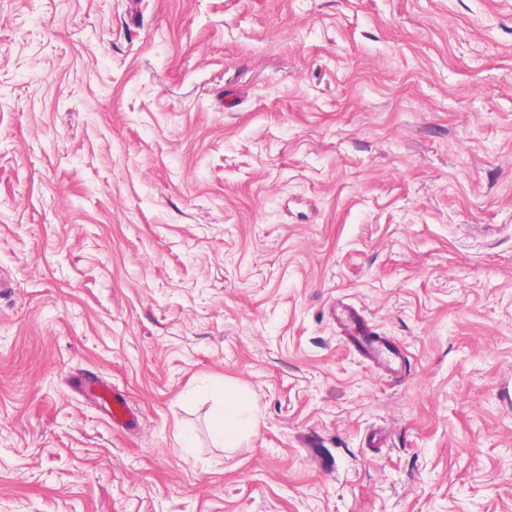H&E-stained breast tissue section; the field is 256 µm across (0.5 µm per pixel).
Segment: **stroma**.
Wrapping results in <instances>:
<instances>
[{
	"instance_id": "35a3bbf8",
	"label": "stroma",
	"mask_w": 512,
	"mask_h": 512,
	"mask_svg": "<svg viewBox=\"0 0 512 512\" xmlns=\"http://www.w3.org/2000/svg\"><path fill=\"white\" fill-rule=\"evenodd\" d=\"M0 276V512H512V0H0ZM345 318L349 322L353 331V340L366 352L377 358H383L388 362L400 359L402 352L399 347L395 345L390 346L382 341L380 343L377 340L371 343L365 341L364 336H371V332L368 331L367 326L360 315L351 313L345 315ZM99 398L107 406V412L113 421L129 418L130 414L126 401L112 393L107 387L101 386L99 389ZM236 405V398L233 394L225 395L224 416H222L217 428L225 446L234 445L238 439L239 415L235 409Z\"/></svg>"
}]
</instances>
